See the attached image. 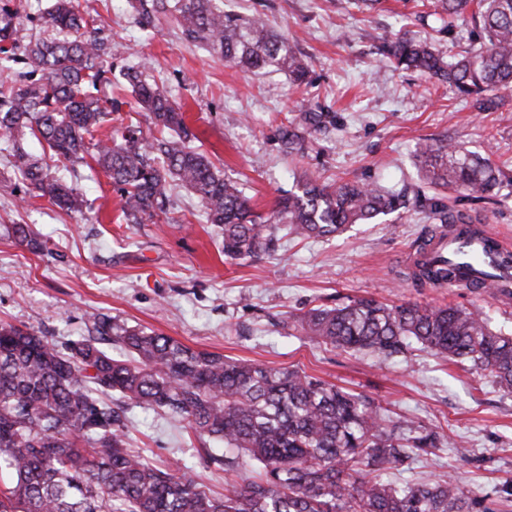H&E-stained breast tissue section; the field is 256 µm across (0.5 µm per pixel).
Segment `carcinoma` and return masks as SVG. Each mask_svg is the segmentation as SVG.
I'll return each instance as SVG.
<instances>
[{
  "label": "carcinoma",
  "mask_w": 512,
  "mask_h": 512,
  "mask_svg": "<svg viewBox=\"0 0 512 512\" xmlns=\"http://www.w3.org/2000/svg\"><path fill=\"white\" fill-rule=\"evenodd\" d=\"M431 5L440 30L450 34L471 12L483 46L446 58L403 35L385 42L382 54L393 66L437 77L461 98L490 108L489 93L512 88V0ZM134 9L146 28L173 18L185 41L202 43L227 62L286 71L295 82L307 76L288 38L268 30L260 16L226 13L215 0H137ZM23 10L24 0L0 9V58L19 66L15 73L0 70V140L12 146V166L30 197L82 211V193L51 177L45 159L67 171L88 155L118 187L125 223L144 224L167 215L177 181L196 196L207 222L220 228L224 258L232 261L275 251L282 229L300 239L329 240L354 224L409 208L401 190L320 183L307 175L268 215L255 212L239 184L192 146L185 113L164 86L137 68L124 72L137 108L150 115L148 136L113 116L112 101L93 94L109 81V59L130 47L100 38L79 0H51L42 17L49 35L22 46L13 20ZM108 117L112 134L95 138ZM331 124L328 112H303L281 125L278 138L288 152H301ZM26 129L43 156L18 141ZM416 157L423 181L441 193L462 190L486 200L509 180L451 140H426ZM416 202L438 224L474 223L423 192ZM14 234L29 248H42L26 226L15 225ZM440 276L425 259L413 273L417 282ZM292 323L326 346L384 358L404 353L414 341L437 357L488 372L512 392V334L459 305L348 298L317 305ZM86 325L87 335L59 342L31 327L0 324V512H503L451 478L405 485L380 479L454 445L441 426L396 422L369 397L299 369L194 351L117 317L93 312ZM102 340L129 357H113ZM134 407L164 411L204 445L223 444L222 455L206 451L208 463L231 470L245 457L258 476L221 497L178 467L151 464L131 448L127 412Z\"/></svg>",
  "instance_id": "cac0c4a2"
}]
</instances>
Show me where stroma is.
Returning <instances> with one entry per match:
<instances>
[{
	"label": "stroma",
	"mask_w": 512,
	"mask_h": 512,
	"mask_svg": "<svg viewBox=\"0 0 512 512\" xmlns=\"http://www.w3.org/2000/svg\"><path fill=\"white\" fill-rule=\"evenodd\" d=\"M102 35L134 48L114 59V70L143 63L172 98L183 103L195 147L224 177L243 185L259 212L272 210L294 181L380 182L416 193L418 140H454L512 174V90L494 112L457 98L447 83L394 68L379 55L397 31L447 51L449 39L479 45L469 22L445 34L434 18L415 20L419 0H383L371 11L356 0H223L225 11L262 14L286 34L311 70L309 87L283 71H253L225 62L185 41L175 23L154 35L133 19L130 0H81ZM310 110L333 113V126L304 153L286 155L276 128ZM82 212L67 213L47 199H27L26 185L0 150V321L44 331L59 341L85 333V316L102 312L132 326L173 337L200 351L255 364L297 367L308 375L370 397L393 420L439 425L450 448L420 457L385 481L415 483L450 477L499 502L512 489V393L487 372L417 349L384 359L316 343L279 324L321 304L348 297L399 304L454 303L486 313L493 327L512 330V308L490 293L429 288L411 278L421 247L440 225L416 209L373 224H356L331 240H280L278 249L247 261L224 257V243L197 198L174 190L166 218L120 224V197L102 171L79 168ZM456 209L478 217L512 240V191L489 201L453 194ZM27 225L44 243L29 250L12 235ZM134 447L158 465L188 467L214 493L255 473L206 466L198 439L184 423L152 409L131 412Z\"/></svg>",
	"instance_id": "obj_1"
}]
</instances>
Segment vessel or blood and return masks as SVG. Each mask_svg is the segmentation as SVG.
I'll use <instances>...</instances> for the list:
<instances>
[{
  "label": "vessel or blood",
  "mask_w": 512,
  "mask_h": 512,
  "mask_svg": "<svg viewBox=\"0 0 512 512\" xmlns=\"http://www.w3.org/2000/svg\"><path fill=\"white\" fill-rule=\"evenodd\" d=\"M427 251L431 258L448 262L451 287L467 288L486 278L499 302L512 303V244L489 226L453 225L430 240Z\"/></svg>",
  "instance_id": "obj_1"
}]
</instances>
